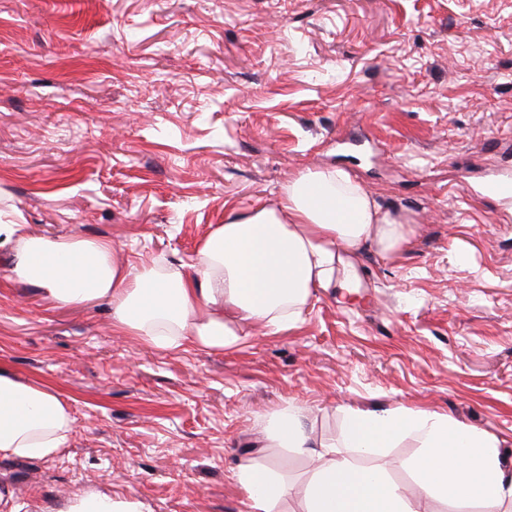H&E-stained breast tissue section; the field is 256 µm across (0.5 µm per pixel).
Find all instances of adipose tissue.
Returning a JSON list of instances; mask_svg holds the SVG:
<instances>
[{
    "mask_svg": "<svg viewBox=\"0 0 512 512\" xmlns=\"http://www.w3.org/2000/svg\"><path fill=\"white\" fill-rule=\"evenodd\" d=\"M414 226L385 211L341 170H305L277 202L226 217L178 267L139 268L118 262L108 239L46 238L0 221V266L56 306L107 300L112 327L142 344L173 350L237 348L244 327L276 333L297 325L310 301L332 288H352L369 249L402 250ZM340 439L324 437L306 409L274 413L264 431L268 448L296 449L318 462L291 487L275 465L248 460L232 476L251 512H283L297 495L301 512H437V503L474 512H512V467L494 434L424 410L343 408ZM74 418L59 390L18 380L0 366V457L51 459L68 446ZM412 441L413 491L385 467H356L350 452Z\"/></svg>",
    "mask_w": 512,
    "mask_h": 512,
    "instance_id": "adipose-tissue-1",
    "label": "adipose tissue"
}]
</instances>
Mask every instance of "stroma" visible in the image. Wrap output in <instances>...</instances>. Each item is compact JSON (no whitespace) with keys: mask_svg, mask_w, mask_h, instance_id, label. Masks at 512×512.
Returning a JSON list of instances; mask_svg holds the SVG:
<instances>
[{"mask_svg":"<svg viewBox=\"0 0 512 512\" xmlns=\"http://www.w3.org/2000/svg\"><path fill=\"white\" fill-rule=\"evenodd\" d=\"M339 169L416 226L235 350L161 351L111 309L53 307L0 268V364L75 418L49 460L0 458L20 512L88 494L250 512L231 476L273 412L448 415L512 461V0H0V219L177 266L231 212ZM412 443L353 455L409 488Z\"/></svg>","mask_w":512,"mask_h":512,"instance_id":"1","label":"stroma"}]
</instances>
